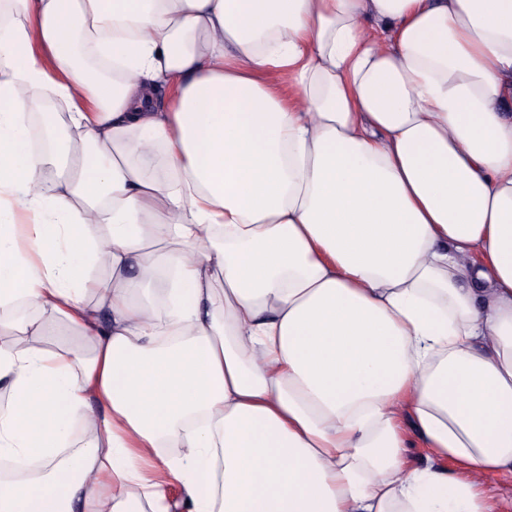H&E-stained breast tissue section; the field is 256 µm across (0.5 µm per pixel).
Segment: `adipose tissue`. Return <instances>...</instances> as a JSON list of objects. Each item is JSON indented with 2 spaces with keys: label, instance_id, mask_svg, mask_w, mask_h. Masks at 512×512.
<instances>
[{
  "label": "adipose tissue",
  "instance_id": "1",
  "mask_svg": "<svg viewBox=\"0 0 512 512\" xmlns=\"http://www.w3.org/2000/svg\"><path fill=\"white\" fill-rule=\"evenodd\" d=\"M10 14L0 307L26 311L0 320V459L45 468L1 477L0 512H159L153 470L189 512H495L512 0Z\"/></svg>",
  "mask_w": 512,
  "mask_h": 512
}]
</instances>
